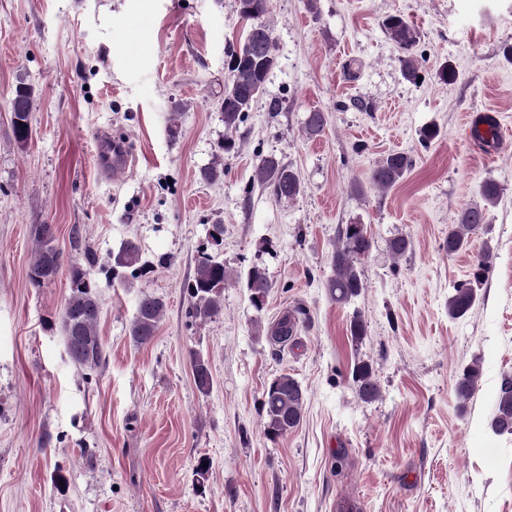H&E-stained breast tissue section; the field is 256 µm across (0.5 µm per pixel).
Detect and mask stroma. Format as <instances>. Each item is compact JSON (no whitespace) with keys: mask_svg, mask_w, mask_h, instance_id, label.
I'll list each match as a JSON object with an SVG mask.
<instances>
[{"mask_svg":"<svg viewBox=\"0 0 512 512\" xmlns=\"http://www.w3.org/2000/svg\"><path fill=\"white\" fill-rule=\"evenodd\" d=\"M391 14L419 32V80L403 75L382 25ZM266 20L277 64L222 178L206 182L225 136L227 53L246 28L236 0H0V512H336L342 501L512 512V436L489 428L512 379V0H272ZM446 63L458 72L449 85ZM21 84L35 100L23 148L10 106ZM314 110L326 124L311 137ZM487 111L498 119L490 155L465 134ZM428 127L439 134L426 143ZM101 130L136 157L116 181L96 166ZM396 151L413 167L379 191L369 173ZM266 156L297 172V197L259 184ZM488 180L501 192L487 232L447 254L449 225ZM216 223L230 278L221 312L200 321L184 285ZM37 224L54 226L65 264L99 262L96 370L77 368L60 335L68 273L29 281ZM344 224L364 225L374 246L356 262L360 294L340 307L325 282ZM397 235L411 242L399 259L388 250ZM128 241L153 264L132 286L103 270ZM486 250L492 271L474 306L449 317V293ZM255 266L273 283L260 309L246 288ZM141 291L166 303L145 345L129 335ZM287 314L297 331L273 343ZM356 314L367 326L358 341ZM198 355L212 373L205 393ZM360 363L375 401L357 392ZM475 364L479 386L459 401L456 379ZM282 374L304 388L305 410L273 437L261 401ZM353 378L357 384V391L362 400L372 402L379 397V386L368 364H358L354 370Z\"/></svg>","mask_w":512,"mask_h":512,"instance_id":"35a3bbf8","label":"stroma"}]
</instances>
